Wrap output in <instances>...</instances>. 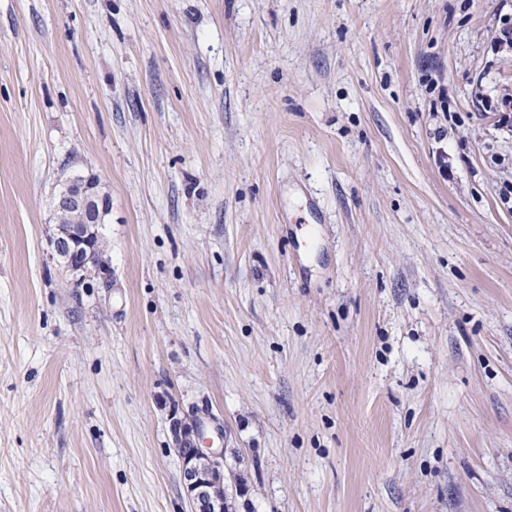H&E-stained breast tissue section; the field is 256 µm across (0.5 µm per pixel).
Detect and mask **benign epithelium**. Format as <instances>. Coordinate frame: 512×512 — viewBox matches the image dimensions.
Returning a JSON list of instances; mask_svg holds the SVG:
<instances>
[{
    "mask_svg": "<svg viewBox=\"0 0 512 512\" xmlns=\"http://www.w3.org/2000/svg\"><path fill=\"white\" fill-rule=\"evenodd\" d=\"M56 212L75 211L81 221L58 228L53 240L56 254L65 260L67 269L81 273L95 252L101 251L100 236L90 226L101 224L110 212V202L101 195L97 184L81 176L65 179L53 198ZM184 491L192 505L191 512H225L224 450H206L203 424L176 425Z\"/></svg>",
    "mask_w": 512,
    "mask_h": 512,
    "instance_id": "1",
    "label": "benign epithelium"
}]
</instances>
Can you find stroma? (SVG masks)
<instances>
[{
    "label": "stroma",
    "mask_w": 512,
    "mask_h": 512,
    "mask_svg": "<svg viewBox=\"0 0 512 512\" xmlns=\"http://www.w3.org/2000/svg\"><path fill=\"white\" fill-rule=\"evenodd\" d=\"M512 0H0V512H512ZM111 203L101 273L61 180ZM55 212L75 211L81 221L58 227L53 246L56 254L65 260L72 273H82L87 262L103 246L100 235L90 230L91 225L103 224L110 212V202L97 189V184L81 176L65 179L53 198ZM176 433L182 483L192 505L191 512H225L224 448H202L205 433L201 422L177 423Z\"/></svg>",
    "instance_id": "obj_1"
}]
</instances>
